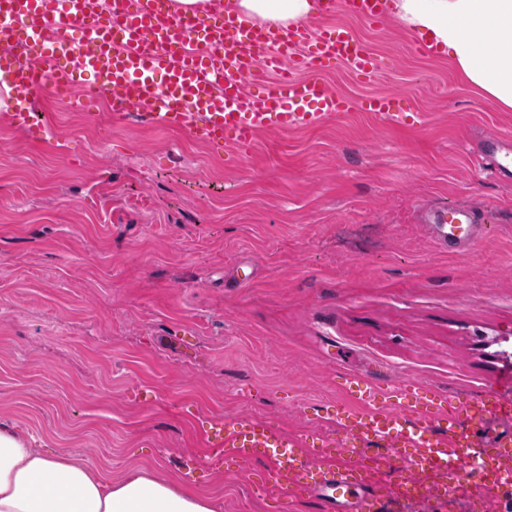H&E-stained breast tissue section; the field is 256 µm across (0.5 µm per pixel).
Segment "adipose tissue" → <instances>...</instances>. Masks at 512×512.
<instances>
[{"label":"adipose tissue","instance_id":"adipose-tissue-1","mask_svg":"<svg viewBox=\"0 0 512 512\" xmlns=\"http://www.w3.org/2000/svg\"><path fill=\"white\" fill-rule=\"evenodd\" d=\"M246 20L304 23L313 0H235ZM409 32L426 35L459 76L512 110V0H391ZM218 500L136 470L115 481L68 451L45 455L0 426V512H219Z\"/></svg>","mask_w":512,"mask_h":512}]
</instances>
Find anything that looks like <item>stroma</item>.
<instances>
[{"instance_id":"stroma-1","label":"stroma","mask_w":512,"mask_h":512,"mask_svg":"<svg viewBox=\"0 0 512 512\" xmlns=\"http://www.w3.org/2000/svg\"><path fill=\"white\" fill-rule=\"evenodd\" d=\"M334 24L384 67L332 90L404 92L422 125L364 112L264 131L250 151L113 121L87 81L43 91L52 131L31 141L0 117V425L65 448L120 480L143 469L220 501L283 512L266 463L210 465L202 417L333 431L336 374L382 366L478 395L512 360V177L477 143L512 140V112L421 56L391 17ZM480 219L465 250L436 247L423 205Z\"/></svg>"}]
</instances>
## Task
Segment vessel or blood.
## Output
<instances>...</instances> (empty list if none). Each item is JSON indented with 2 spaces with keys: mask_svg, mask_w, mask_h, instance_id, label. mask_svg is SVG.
<instances>
[{
  "mask_svg": "<svg viewBox=\"0 0 512 512\" xmlns=\"http://www.w3.org/2000/svg\"><path fill=\"white\" fill-rule=\"evenodd\" d=\"M321 2L307 23L283 28L246 25L229 4L200 14L173 11L172 0H0V81L15 99L9 123L45 141L51 122L33 112L35 97L47 86L69 93L91 76L111 95L113 119L178 130L218 151L228 143L252 148L264 130L315 129L352 111L411 124L402 94L352 99L322 78L339 64L366 78L380 72L369 45L329 19L342 10L377 23L385 0ZM260 66L277 80L254 92L248 82ZM426 214L440 246L477 238L473 211ZM336 389V436L320 447L238 418L225 419L206 446L221 459L266 460L270 491L285 501L317 498L327 512H385L386 501L343 462L368 438L386 449L405 488L427 471L456 488L469 479L490 489L512 483V397L503 386L464 397L409 380L392 397L378 377L346 370Z\"/></svg>",
  "mask_w": 512,
  "mask_h": 512,
  "instance_id": "b4317fda",
  "label": "vessel or blood"
}]
</instances>
